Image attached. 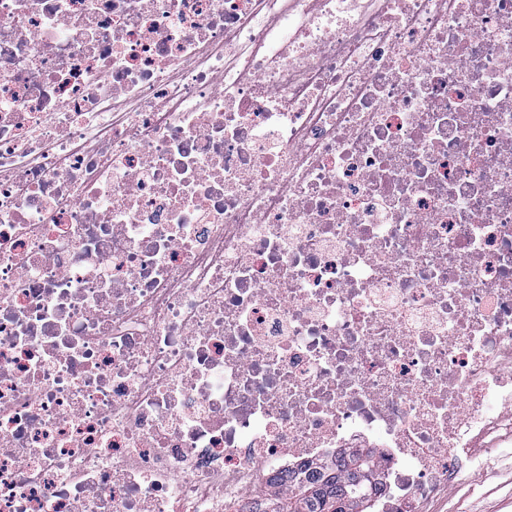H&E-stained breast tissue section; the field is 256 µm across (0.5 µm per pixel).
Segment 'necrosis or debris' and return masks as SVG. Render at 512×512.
Here are the masks:
<instances>
[{"label":"necrosis or debris","mask_w":512,"mask_h":512,"mask_svg":"<svg viewBox=\"0 0 512 512\" xmlns=\"http://www.w3.org/2000/svg\"><path fill=\"white\" fill-rule=\"evenodd\" d=\"M376 512L512 455V0H0V512ZM316 478L297 480L288 499H278L274 512H365L380 485L373 451L353 448L336 463L322 467Z\"/></svg>","instance_id":"necrosis-or-debris-1"}]
</instances>
